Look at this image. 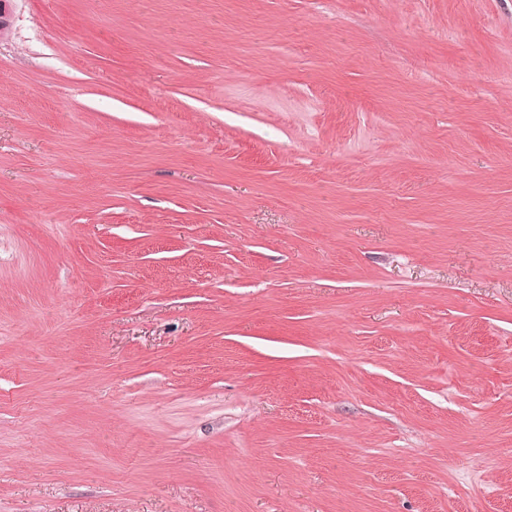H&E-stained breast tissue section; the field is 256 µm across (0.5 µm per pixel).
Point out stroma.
I'll use <instances>...</instances> for the list:
<instances>
[{"label": "stroma", "mask_w": 512, "mask_h": 512, "mask_svg": "<svg viewBox=\"0 0 512 512\" xmlns=\"http://www.w3.org/2000/svg\"><path fill=\"white\" fill-rule=\"evenodd\" d=\"M512 0H17L0 512H512Z\"/></svg>", "instance_id": "1"}]
</instances>
